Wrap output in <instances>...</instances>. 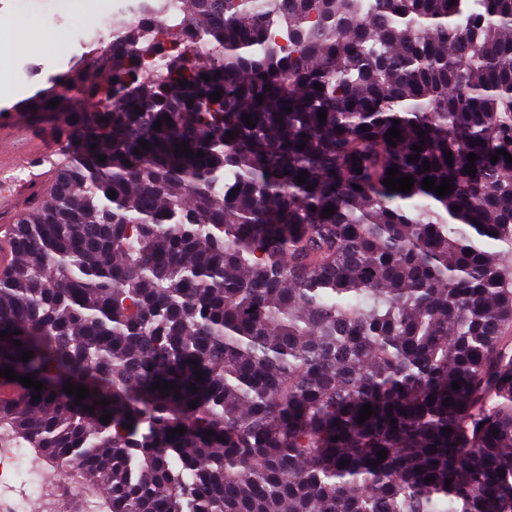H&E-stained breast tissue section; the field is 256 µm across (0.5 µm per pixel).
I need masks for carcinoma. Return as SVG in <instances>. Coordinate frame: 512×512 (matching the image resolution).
Wrapping results in <instances>:
<instances>
[{
  "label": "carcinoma",
  "mask_w": 512,
  "mask_h": 512,
  "mask_svg": "<svg viewBox=\"0 0 512 512\" xmlns=\"http://www.w3.org/2000/svg\"><path fill=\"white\" fill-rule=\"evenodd\" d=\"M136 6L59 78L94 107L34 98L77 153L0 274L44 385L0 377V443L103 512H512V0H180L203 60Z\"/></svg>",
  "instance_id": "carcinoma-1"
}]
</instances>
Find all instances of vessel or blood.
Segmentation results:
<instances>
[{"mask_svg":"<svg viewBox=\"0 0 512 512\" xmlns=\"http://www.w3.org/2000/svg\"><path fill=\"white\" fill-rule=\"evenodd\" d=\"M61 137L57 128H38L29 113L16 105L0 114V218L10 221L18 201L34 205L41 188L50 182L59 163L54 147ZM27 169L29 178H18V169Z\"/></svg>","mask_w":512,"mask_h":512,"instance_id":"1","label":"vessel or blood"}]
</instances>
